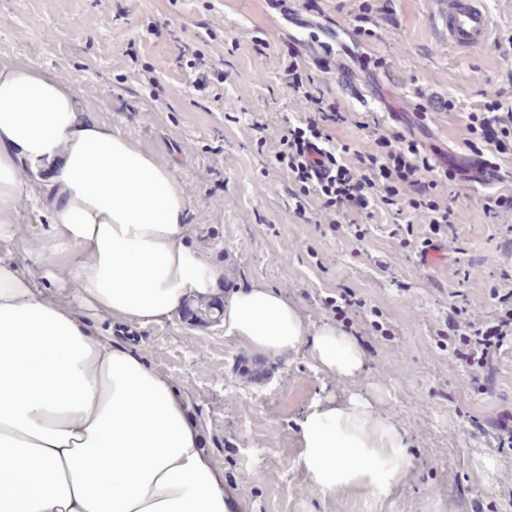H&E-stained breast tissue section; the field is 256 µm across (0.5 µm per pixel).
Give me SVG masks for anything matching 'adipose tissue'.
I'll return each mask as SVG.
<instances>
[{
    "label": "adipose tissue",
    "instance_id": "obj_1",
    "mask_svg": "<svg viewBox=\"0 0 512 512\" xmlns=\"http://www.w3.org/2000/svg\"><path fill=\"white\" fill-rule=\"evenodd\" d=\"M84 113L63 72L0 65V244L26 263L0 256V512H235L172 381L80 317L148 327L221 275L187 242L173 173ZM39 208L46 227L20 237V215ZM222 322L267 356L307 350L339 386L364 366L270 288L235 292ZM299 432L312 497L361 488L376 508L406 478L407 433L360 396L314 399Z\"/></svg>",
    "mask_w": 512,
    "mask_h": 512
}]
</instances>
